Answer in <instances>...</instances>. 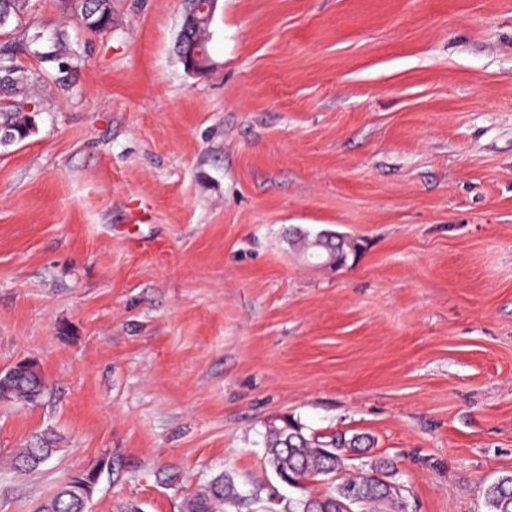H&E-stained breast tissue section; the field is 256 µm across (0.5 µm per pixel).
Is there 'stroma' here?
<instances>
[{
	"label": "stroma",
	"mask_w": 512,
	"mask_h": 512,
	"mask_svg": "<svg viewBox=\"0 0 512 512\" xmlns=\"http://www.w3.org/2000/svg\"><path fill=\"white\" fill-rule=\"evenodd\" d=\"M182 0H112L64 29L84 63L27 53L36 131L0 146V458L55 436L0 512L103 471L92 512H293L265 426L372 436L405 512H488L512 472V0H217L185 71ZM69 88L60 90L56 79ZM358 243L336 270L290 230ZM88 8L86 9V6ZM80 18H74L76 25L78 19H84L88 23L89 31L92 32H107L112 27V4L111 0L98 1L89 0L88 2H80L75 5ZM79 26V25H78ZM19 362L0 372V398L26 404L39 399L44 393L40 368L34 362ZM233 490L224 482V475H218L208 484L198 488L182 506V512H224V500Z\"/></svg>",
	"instance_id": "obj_1"
}]
</instances>
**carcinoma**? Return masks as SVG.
Masks as SVG:
<instances>
[{
	"mask_svg": "<svg viewBox=\"0 0 512 512\" xmlns=\"http://www.w3.org/2000/svg\"><path fill=\"white\" fill-rule=\"evenodd\" d=\"M26 7V0H8L0 6V29L14 22L19 28L18 39L0 50V89L14 97L0 104V125L13 132L12 144L24 141L36 129L35 116L25 113L26 101L22 100L33 76L16 64L14 48L20 47L60 67L77 68L83 64V57L66 31L57 30L45 39L40 32H31L32 26L22 24ZM75 8L90 31L102 33L111 29V0H82ZM295 237L303 243L308 257L323 259L325 248L316 246L320 235L310 237L297 230ZM43 393L44 382L35 363L19 362L0 372V398L26 404ZM264 448L279 479L302 492L295 512H354L355 505L372 506L374 512H403L400 488L390 481L395 472L393 461L374 458L366 463V468L345 473L346 453L365 454L372 448L367 434L337 433L322 440L306 434L301 423L283 419L279 424L266 425ZM56 452L55 439L45 434L36 444L16 451L8 466L18 472L34 471ZM327 475L338 478L330 492L321 496L306 494L309 481ZM231 491L232 485L218 475L184 501L182 512H224V500ZM483 495L488 512H512V474L502 475L485 486ZM88 504L85 487L71 477L42 502L38 512H88Z\"/></svg>",
	"mask_w": 512,
	"mask_h": 512,
	"instance_id": "obj_1",
	"label": "carcinoma"
}]
</instances>
